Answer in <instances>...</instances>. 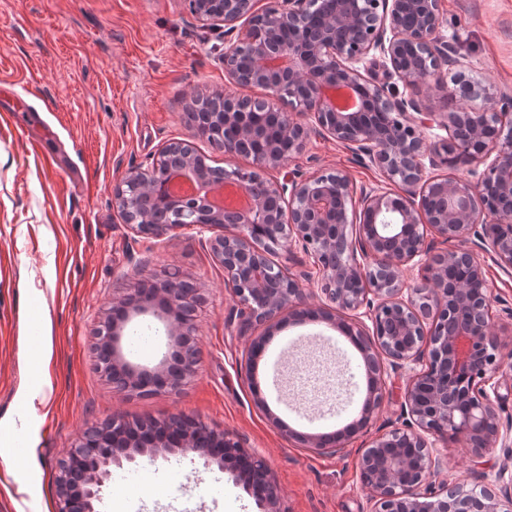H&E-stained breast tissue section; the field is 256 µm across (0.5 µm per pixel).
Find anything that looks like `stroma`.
Wrapping results in <instances>:
<instances>
[{
  "mask_svg": "<svg viewBox=\"0 0 512 512\" xmlns=\"http://www.w3.org/2000/svg\"><path fill=\"white\" fill-rule=\"evenodd\" d=\"M444 36L474 73L512 93V0H441ZM224 36L200 26L188 0H0V512H55L56 475L87 428L115 416L163 420L176 414L235 435L270 467L282 512H367L358 476L370 437L402 427L406 374L391 377L367 433L345 452L319 454L290 438L295 422L267 389L269 363L317 352L331 370L363 365L322 319L247 328L204 236L183 229L134 236L112 207V187L132 165L149 166L165 143L190 142L213 164L224 152L197 135L184 108L196 91L228 88ZM346 170L354 186L379 183L339 143L311 138L288 160L310 175ZM494 333L512 350V275L486 261ZM175 273L202 295L196 317L198 372L183 391L149 397L115 392L98 372L93 332L113 298L142 277ZM270 340L257 359L253 339ZM25 455L11 451L12 441ZM448 477L491 483L501 452L476 459L456 443L442 450ZM147 483L123 490L138 467H113L100 512L127 493L129 512H259L231 472L171 452L150 465Z\"/></svg>",
  "mask_w": 512,
  "mask_h": 512,
  "instance_id": "35a3bbf8",
  "label": "stroma"
}]
</instances>
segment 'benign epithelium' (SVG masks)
<instances>
[{"label":"benign epithelium","mask_w":512,"mask_h":512,"mask_svg":"<svg viewBox=\"0 0 512 512\" xmlns=\"http://www.w3.org/2000/svg\"><path fill=\"white\" fill-rule=\"evenodd\" d=\"M203 26L224 34L245 30L224 47L229 79L265 91L258 98L212 94L220 113L200 114L198 134L217 139L224 157H244L252 167L213 169L194 146L172 141L149 168L131 167L115 184L113 208L143 238L195 228L230 234L208 237L224 281L239 299L242 323L264 325L283 315L302 321L301 281L270 262L269 255L301 250L318 270L324 318L352 337L371 375L360 414L342 431L298 433L306 447L342 452L347 437L367 427L391 374L409 372L404 427L372 439L360 459V482L370 512H512V482L480 484L442 478L448 465L437 443L452 437L480 457L498 448L512 460V430L503 426L497 402L512 394V357L504 355L493 328L491 288L484 256L512 273V98L470 74L453 40L440 34L439 0H280L257 14L254 0H191ZM264 19V36L251 19ZM253 60L239 67V54ZM448 80V95L461 106L433 112L400 91ZM288 108H282V105ZM277 113L288 150L263 142L256 116ZM309 122H303V118ZM439 127L448 137L431 140ZM330 137L360 164L378 168L384 184L355 191L349 175L325 169L311 177L283 175L291 155L303 151L309 132ZM457 158L476 165L474 179L435 177L429 170ZM182 172L202 187L231 181L252 194L246 212L216 211L203 197L165 194L174 222L151 209L154 190L168 188ZM459 242L455 250L444 245ZM416 267L409 285L403 270ZM199 289L175 277L152 278L113 300L95 331L97 369L118 393L178 392L197 371L194 336ZM152 313L168 326L169 351L156 366L141 368L124 354L131 319ZM506 393L501 394L498 389ZM197 419L173 415L144 435L124 418L88 428L59 463L56 512H97L112 466L152 464L175 449L220 465L245 461L235 481L253 490L263 512H281L266 463L227 433L210 441L193 434Z\"/></svg>","instance_id":"7a95c632"}]
</instances>
